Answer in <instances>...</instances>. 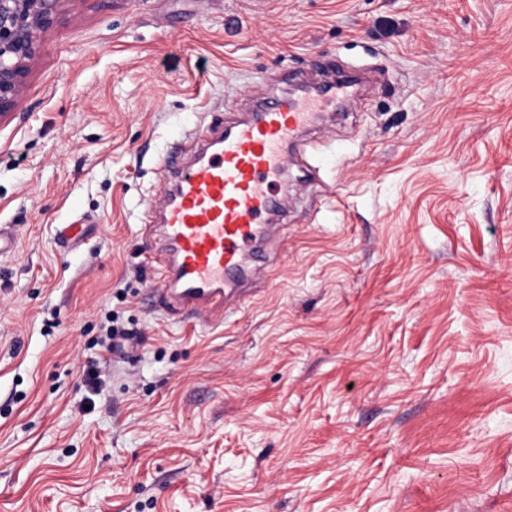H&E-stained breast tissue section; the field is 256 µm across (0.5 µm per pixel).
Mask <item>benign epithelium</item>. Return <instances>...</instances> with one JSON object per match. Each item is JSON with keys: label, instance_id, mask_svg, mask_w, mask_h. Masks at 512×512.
Instances as JSON below:
<instances>
[{"label": "benign epithelium", "instance_id": "obj_1", "mask_svg": "<svg viewBox=\"0 0 512 512\" xmlns=\"http://www.w3.org/2000/svg\"><path fill=\"white\" fill-rule=\"evenodd\" d=\"M66 0H0V112L22 94L41 34L62 13Z\"/></svg>", "mask_w": 512, "mask_h": 512}]
</instances>
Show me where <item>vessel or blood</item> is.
<instances>
[{"instance_id":"vessel-or-blood-1","label":"vessel or blood","mask_w":512,"mask_h":512,"mask_svg":"<svg viewBox=\"0 0 512 512\" xmlns=\"http://www.w3.org/2000/svg\"><path fill=\"white\" fill-rule=\"evenodd\" d=\"M319 96L346 102L348 78L318 88ZM314 102L272 93L245 117L195 131L192 150L165 156L164 179L173 185L146 209L154 290L167 306L198 321L223 319L232 288L247 284L248 259L269 244L283 211L277 188L288 166L315 179L319 166L296 140L312 121Z\"/></svg>"}]
</instances>
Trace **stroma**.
I'll use <instances>...</instances> for the list:
<instances>
[{"instance_id": "obj_1", "label": "stroma", "mask_w": 512, "mask_h": 512, "mask_svg": "<svg viewBox=\"0 0 512 512\" xmlns=\"http://www.w3.org/2000/svg\"><path fill=\"white\" fill-rule=\"evenodd\" d=\"M317 61L370 80L282 184L268 286L165 309L161 159ZM0 224V512H512V0H66Z\"/></svg>"}]
</instances>
